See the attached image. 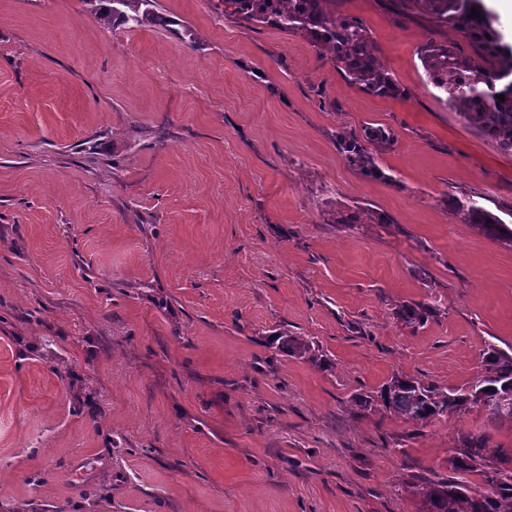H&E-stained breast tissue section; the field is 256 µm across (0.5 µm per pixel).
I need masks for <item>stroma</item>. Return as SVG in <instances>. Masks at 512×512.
I'll return each instance as SVG.
<instances>
[{
	"mask_svg": "<svg viewBox=\"0 0 512 512\" xmlns=\"http://www.w3.org/2000/svg\"><path fill=\"white\" fill-rule=\"evenodd\" d=\"M156 2L192 38L0 0V512H417L460 434L512 448L476 408L352 403L395 374L465 385L485 340L512 346V246L446 205L512 210V155L416 54L463 32L325 0L371 29L405 90L384 99L221 0ZM377 126L388 182L336 147ZM403 301L437 315L406 327ZM279 352L289 357L302 359L317 368H326L328 363L325 355L313 342H309L300 336H289L284 330L271 336Z\"/></svg>",
	"mask_w": 512,
	"mask_h": 512,
	"instance_id": "stroma-1",
	"label": "stroma"
}]
</instances>
